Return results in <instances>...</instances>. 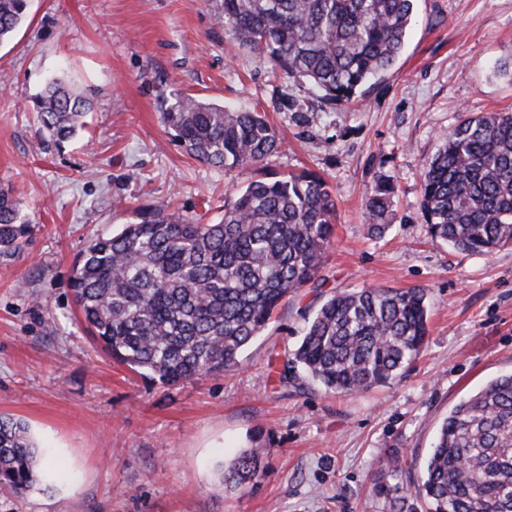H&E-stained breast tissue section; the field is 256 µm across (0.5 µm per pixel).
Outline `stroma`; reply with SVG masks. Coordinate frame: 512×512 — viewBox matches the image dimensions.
<instances>
[{"label":"stroma","instance_id":"obj_1","mask_svg":"<svg viewBox=\"0 0 512 512\" xmlns=\"http://www.w3.org/2000/svg\"><path fill=\"white\" fill-rule=\"evenodd\" d=\"M512 0H417L405 48L362 101L320 108L307 83L276 78L265 56L233 48L208 0H29L0 45V187L33 231L0 256V415L67 445L73 492L42 480L0 491V512H393L412 496L449 410L512 373V248L465 254L426 234L421 175L461 112H512ZM62 75L92 99L76 138L56 143L33 97ZM190 94L265 112L276 154L224 170L187 155L163 118ZM309 171L337 200L321 279L288 297L241 367L164 385L113 362L88 333L69 286L89 243L162 206L202 223L255 180ZM395 180L394 219L369 236L363 203ZM426 289V345L386 384L326 392L304 373L280 380L305 318L352 288ZM260 452L253 487L216 468ZM397 456L404 470H385Z\"/></svg>","mask_w":512,"mask_h":512}]
</instances>
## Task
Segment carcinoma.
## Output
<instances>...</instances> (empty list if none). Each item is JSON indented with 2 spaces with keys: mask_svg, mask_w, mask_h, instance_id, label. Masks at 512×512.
<instances>
[{
  "mask_svg": "<svg viewBox=\"0 0 512 512\" xmlns=\"http://www.w3.org/2000/svg\"><path fill=\"white\" fill-rule=\"evenodd\" d=\"M237 48L268 57L286 78L306 79L331 105L348 103L401 54L416 0H210ZM27 0H0V45L26 18ZM92 102L61 78L36 97L56 141L83 127ZM166 123L190 155L224 169L261 163L280 139L255 109L231 110L179 94ZM430 237L467 254L512 247V113H461L421 176ZM396 184L365 196L368 232L382 236ZM337 204L311 172L256 180L201 224L157 206L138 222L94 239L72 270L71 287L89 333L118 364L164 385L241 365L246 347L286 298L318 280L334 234ZM31 230L19 197L0 189V254ZM429 303L423 288L334 293L307 319L285 354L280 379L300 368L330 391L365 392L421 354ZM27 427L0 415V488L16 494L37 481ZM255 451L224 470L241 487L258 477ZM427 512H512V373L490 380L448 413L414 485Z\"/></svg>",
  "mask_w": 512,
  "mask_h": 512,
  "instance_id": "cac0c4a2",
  "label": "carcinoma"
}]
</instances>
